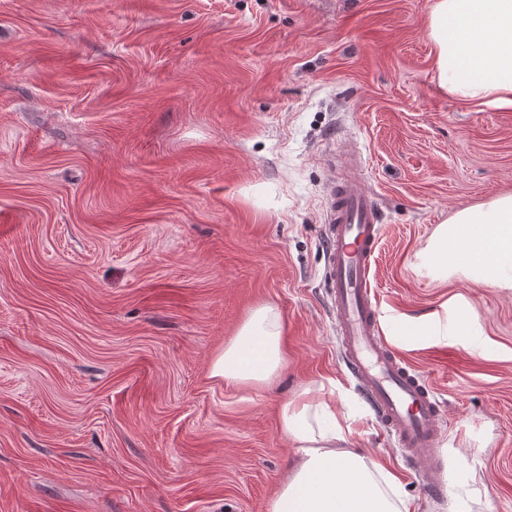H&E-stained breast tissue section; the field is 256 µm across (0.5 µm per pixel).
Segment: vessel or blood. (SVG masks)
Here are the masks:
<instances>
[{
  "label": "vessel or blood",
  "mask_w": 512,
  "mask_h": 512,
  "mask_svg": "<svg viewBox=\"0 0 512 512\" xmlns=\"http://www.w3.org/2000/svg\"><path fill=\"white\" fill-rule=\"evenodd\" d=\"M343 163L347 175L330 188L327 267L329 291L339 338L340 358L362 388L378 422L405 458L417 463L428 493L444 485L436 450L446 424L433 387L388 342L371 287V271L381 239L380 211L363 178L361 156Z\"/></svg>",
  "instance_id": "obj_1"
}]
</instances>
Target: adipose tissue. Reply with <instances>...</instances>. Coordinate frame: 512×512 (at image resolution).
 Returning a JSON list of instances; mask_svg holds the SVG:
<instances>
[{
    "instance_id": "obj_1",
    "label": "adipose tissue",
    "mask_w": 512,
    "mask_h": 512,
    "mask_svg": "<svg viewBox=\"0 0 512 512\" xmlns=\"http://www.w3.org/2000/svg\"><path fill=\"white\" fill-rule=\"evenodd\" d=\"M429 29L435 79L445 93L512 106V0H434ZM416 257L432 278L460 272L512 289V193L459 207ZM286 359L279 313L256 308L211 362V378L257 389ZM281 429L298 460L268 512H410L397 478L350 449L329 403L301 392L280 406Z\"/></svg>"
}]
</instances>
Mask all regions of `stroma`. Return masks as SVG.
Masks as SVG:
<instances>
[{
  "label": "stroma",
  "mask_w": 512,
  "mask_h": 512,
  "mask_svg": "<svg viewBox=\"0 0 512 512\" xmlns=\"http://www.w3.org/2000/svg\"><path fill=\"white\" fill-rule=\"evenodd\" d=\"M433 2L0 0V512H267L304 387L414 512H512V290L416 258L512 192V107L438 88ZM352 144L382 329L446 406L441 495L338 361L324 232ZM264 304L284 367L212 379Z\"/></svg>",
  "instance_id": "obj_1"
}]
</instances>
